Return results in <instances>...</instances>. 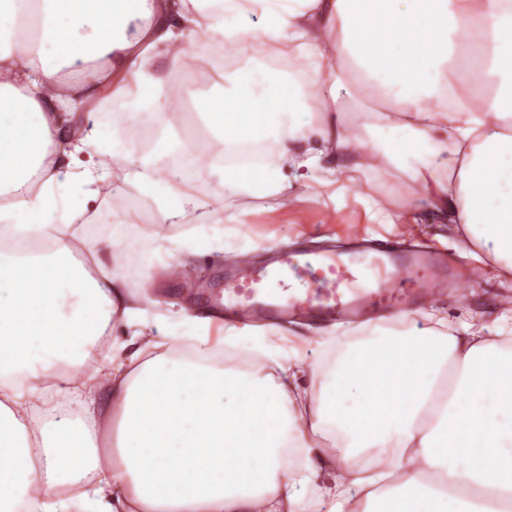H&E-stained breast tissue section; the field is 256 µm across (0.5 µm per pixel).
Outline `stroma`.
I'll return each mask as SVG.
<instances>
[{
	"mask_svg": "<svg viewBox=\"0 0 512 512\" xmlns=\"http://www.w3.org/2000/svg\"><path fill=\"white\" fill-rule=\"evenodd\" d=\"M321 171L300 169L295 185L296 199L279 204L277 199L261 195L224 196V219L234 226L242 239L253 243L255 258H263L266 249L284 239L306 237L312 246L319 247L336 241L342 231L357 226L371 235L384 234L404 242H416L430 248L446 250L448 267L454 281L465 283L466 301L434 299L424 306L425 311L448 318L457 329L474 327L483 335H494L503 325L512 322V279L500 278L495 271H486L481 281L468 282L470 260L459 254L464 244L461 225L448 223L434 212H426L417 224H381L375 212L393 216L406 214L409 194L404 179L395 173L378 176L356 175L345 182L340 207H333L320 186ZM142 204L130 199L109 197L100 213L104 224L131 222L142 224L150 235L171 236L177 229L168 224L141 223ZM155 299L197 309L180 272L170 275L151 273L146 288Z\"/></svg>",
	"mask_w": 512,
	"mask_h": 512,
	"instance_id": "35a3bbf8",
	"label": "stroma"
}]
</instances>
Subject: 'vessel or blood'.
<instances>
[{
	"label": "vessel or blood",
	"mask_w": 512,
	"mask_h": 512,
	"mask_svg": "<svg viewBox=\"0 0 512 512\" xmlns=\"http://www.w3.org/2000/svg\"><path fill=\"white\" fill-rule=\"evenodd\" d=\"M343 251L319 253L288 244L264 263L243 255L224 269L220 287L205 286V302L270 325L292 318L360 322L382 309L395 312L440 296L448 283L444 258L390 239L346 231Z\"/></svg>",
	"instance_id": "b4317fda"
}]
</instances>
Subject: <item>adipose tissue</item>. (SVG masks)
I'll return each mask as SVG.
<instances>
[{
	"label": "adipose tissue",
	"mask_w": 512,
	"mask_h": 512,
	"mask_svg": "<svg viewBox=\"0 0 512 512\" xmlns=\"http://www.w3.org/2000/svg\"><path fill=\"white\" fill-rule=\"evenodd\" d=\"M188 56L219 82L175 147L159 61ZM328 85L384 104L312 120ZM335 155L399 172L512 279V0H0V512H65L53 489L84 478L87 512H512L511 334L382 317L311 355L142 306L147 272L234 237L188 168L285 204ZM109 185L178 233L100 223ZM101 336L103 414L48 422L49 392L78 396L57 361Z\"/></svg>",
	"instance_id": "obj_1"
}]
</instances>
